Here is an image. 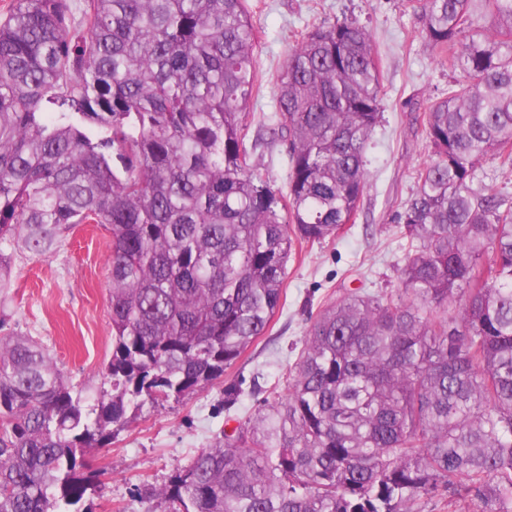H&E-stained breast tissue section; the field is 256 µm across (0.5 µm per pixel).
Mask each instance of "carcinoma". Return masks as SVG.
I'll list each match as a JSON object with an SVG mask.
<instances>
[{
    "mask_svg": "<svg viewBox=\"0 0 512 512\" xmlns=\"http://www.w3.org/2000/svg\"><path fill=\"white\" fill-rule=\"evenodd\" d=\"M413 10L460 78L421 118L402 295L320 312L286 399L152 489L171 512H512V197L474 189L486 159L512 169V0ZM255 48L246 0H14L0 20V293L18 253L106 224L112 325L93 404L0 333V512L79 504L102 485L88 452L223 378L281 307L294 242L354 222L383 112L370 32L294 40L271 118L286 197L245 142Z\"/></svg>",
    "mask_w": 512,
    "mask_h": 512,
    "instance_id": "1",
    "label": "carcinoma"
}]
</instances>
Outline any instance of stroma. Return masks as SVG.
<instances>
[{"label": "stroma", "mask_w": 512, "mask_h": 512, "mask_svg": "<svg viewBox=\"0 0 512 512\" xmlns=\"http://www.w3.org/2000/svg\"><path fill=\"white\" fill-rule=\"evenodd\" d=\"M257 31L259 97L250 101L248 137L257 140L252 162L274 189L288 190V143L264 144L277 109L276 83L296 35L338 20L366 25L382 73L384 110L369 140L368 185L353 224L321 245L296 248L288 261L282 306L268 331L224 373L223 381L166 407L144 408L106 447L92 450L90 470L104 485L87 495L91 512H170L152 497L209 447L223 430L255 416L264 393H288L281 377L300 351L311 315L356 288L401 295L399 270L406 241L398 215L416 188V172L432 153L418 121L429 100L446 97L455 74L446 54L426 48L409 0H247ZM110 234L100 224L78 225L56 251L16 255L11 286L0 296V318L34 337L57 367L95 399L112 354L109 309ZM241 381L236 415L224 409V385Z\"/></svg>", "instance_id": "stroma-1"}]
</instances>
